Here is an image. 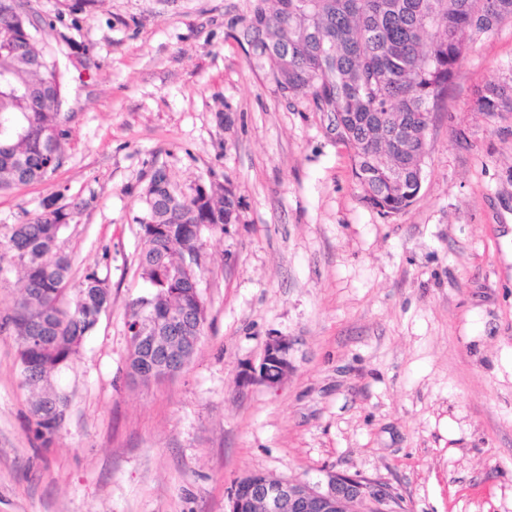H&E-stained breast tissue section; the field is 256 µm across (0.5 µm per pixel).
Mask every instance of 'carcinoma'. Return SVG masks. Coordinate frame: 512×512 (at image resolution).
<instances>
[{"label":"carcinoma","mask_w":512,"mask_h":512,"mask_svg":"<svg viewBox=\"0 0 512 512\" xmlns=\"http://www.w3.org/2000/svg\"><path fill=\"white\" fill-rule=\"evenodd\" d=\"M512 0H254L243 21L250 65L266 71L285 97L310 99L336 120L365 199L383 215L412 204L428 152L432 105L442 98L465 51L502 22ZM67 91L42 20L17 0H0V192L44 180L60 168L71 137ZM487 114L512 112V75L487 84L474 102ZM55 194L13 226L0 258L23 272V289L5 326L18 342L20 385L36 393L33 432L51 441L69 399L56 382L111 304L91 271L73 302L64 297L72 259L58 246L70 212ZM140 221L138 268L146 293L129 304L128 337L147 317L182 316L189 339L205 335L206 308L185 258L199 252L204 228L239 220L232 188L177 193L158 167Z\"/></svg>","instance_id":"obj_1"}]
</instances>
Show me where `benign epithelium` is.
Listing matches in <instances>:
<instances>
[{
	"label": "benign epithelium",
	"mask_w": 512,
	"mask_h": 512,
	"mask_svg": "<svg viewBox=\"0 0 512 512\" xmlns=\"http://www.w3.org/2000/svg\"><path fill=\"white\" fill-rule=\"evenodd\" d=\"M135 332L134 345L146 366L130 371V377L138 380L146 374L152 380H160L176 374L172 368L152 364L151 357L157 348L186 334L181 320H171L165 328L147 321L137 326ZM291 349L288 337L269 338L260 364L243 369L239 374L240 383L259 382L271 388L280 386L293 368ZM392 499L389 488L340 472L327 471L316 481L295 478L276 483L256 472L243 484L234 485L229 512H253L258 505L262 506L263 512H388Z\"/></svg>",
	"instance_id": "7a95c632"
}]
</instances>
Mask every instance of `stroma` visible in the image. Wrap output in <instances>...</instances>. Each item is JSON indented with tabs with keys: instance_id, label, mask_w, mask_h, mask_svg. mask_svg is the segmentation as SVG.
Listing matches in <instances>:
<instances>
[{
	"instance_id": "35a3bbf8",
	"label": "stroma",
	"mask_w": 512,
	"mask_h": 512,
	"mask_svg": "<svg viewBox=\"0 0 512 512\" xmlns=\"http://www.w3.org/2000/svg\"><path fill=\"white\" fill-rule=\"evenodd\" d=\"M31 0L71 88V141L49 179L0 192V239L62 193L69 287L112 293L58 377L68 419L27 429L0 271V512H228L237 478L332 470L385 484L400 512H512V112L475 111L512 74V22L469 48L432 108L421 190L368 205L326 113L251 68L252 0ZM230 186L239 221L204 230L207 328L178 376H127L143 189ZM273 335L277 388L239 385Z\"/></svg>"
}]
</instances>
